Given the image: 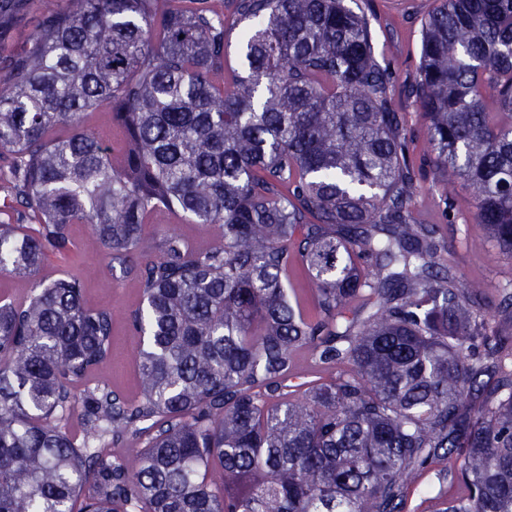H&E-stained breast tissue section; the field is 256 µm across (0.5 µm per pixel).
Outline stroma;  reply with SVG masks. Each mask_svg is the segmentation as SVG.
Here are the masks:
<instances>
[{
  "label": "stroma",
  "instance_id": "obj_1",
  "mask_svg": "<svg viewBox=\"0 0 512 512\" xmlns=\"http://www.w3.org/2000/svg\"><path fill=\"white\" fill-rule=\"evenodd\" d=\"M370 18L375 54L389 63L393 72L394 103L407 115L408 128L417 151L425 149V129L417 106L406 98L404 90L414 79L420 61L421 26L424 16L436 0H357ZM63 0H33L27 12L17 16L8 31L7 47L20 53L29 48L31 37L40 18L62 6ZM463 184L442 187L426 184L414 198L415 214L421 222L437 225L448 244V266L457 279L483 282L486 313H493L502 288L512 285V255L500 252L485 240L481 225L471 215L460 216L445 209L444 199L466 195ZM177 236L201 247L217 241V230L209 224H192L178 216L164 222L147 224L143 251L146 258L158 257L157 244L163 236ZM75 246L65 256L55 253L46 257L42 274L54 278L68 273L80 278L85 286L86 299L92 305L112 307L117 313L137 307L140 302L136 284L126 278L106 279L100 269L106 253L96 240L90 225L73 227ZM141 337L125 321H118L112 337V360L96 375L113 390L128 396L137 392L133 356ZM459 460L439 457L424 466L418 483L405 491L404 512H436L435 493L452 496L464 494L459 478Z\"/></svg>",
  "mask_w": 512,
  "mask_h": 512
}]
</instances>
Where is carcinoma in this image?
<instances>
[{
	"mask_svg": "<svg viewBox=\"0 0 512 512\" xmlns=\"http://www.w3.org/2000/svg\"><path fill=\"white\" fill-rule=\"evenodd\" d=\"M26 5L0 0V23ZM406 95L418 156L344 0H65L0 51V158L30 219L0 221V272L29 288L0 302V512H403L442 454L467 494L439 512H512V334L412 209L428 177L461 182L449 208L512 254V0H441ZM104 108L117 147L85 128ZM158 212L217 243L143 258ZM83 222L102 275L140 289L133 398L91 380L112 309L40 278ZM302 350L318 377L294 384Z\"/></svg>",
	"mask_w": 512,
	"mask_h": 512,
	"instance_id": "obj_1",
	"label": "carcinoma"
}]
</instances>
